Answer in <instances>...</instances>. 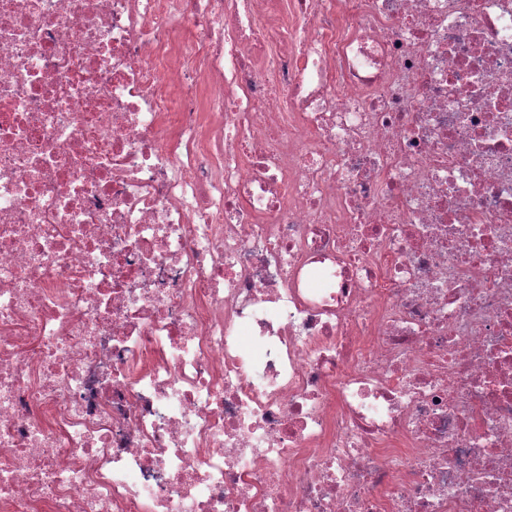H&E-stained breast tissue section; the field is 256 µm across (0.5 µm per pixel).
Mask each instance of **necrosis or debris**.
<instances>
[{"instance_id": "4bbe7bcc", "label": "necrosis or debris", "mask_w": 512, "mask_h": 512, "mask_svg": "<svg viewBox=\"0 0 512 512\" xmlns=\"http://www.w3.org/2000/svg\"><path fill=\"white\" fill-rule=\"evenodd\" d=\"M0 512H512V0H0Z\"/></svg>"}]
</instances>
